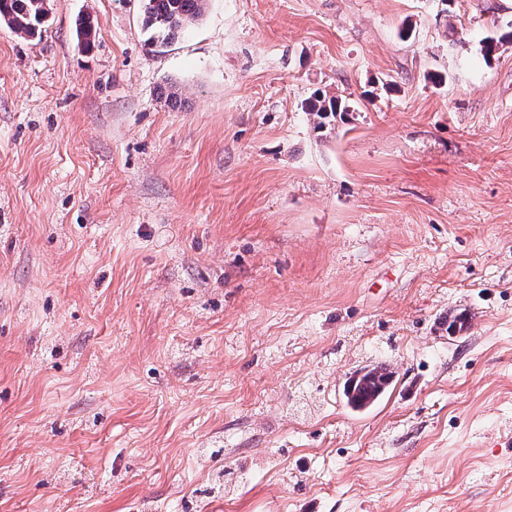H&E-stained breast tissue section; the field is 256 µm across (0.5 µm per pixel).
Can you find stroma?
I'll list each match as a JSON object with an SVG mask.
<instances>
[{
  "label": "stroma",
  "mask_w": 512,
  "mask_h": 512,
  "mask_svg": "<svg viewBox=\"0 0 512 512\" xmlns=\"http://www.w3.org/2000/svg\"><path fill=\"white\" fill-rule=\"evenodd\" d=\"M142 5L0 25V512H512V0ZM206 0H143V25L152 44L177 38L203 15ZM306 111L313 117L315 127L323 129L327 123L336 119L341 112H349L347 102L340 96L330 95L327 91L317 89L306 103ZM361 372V373H360ZM347 383L345 396L353 409H366L376 403L390 388L394 372L384 362L361 368ZM355 374V375H356Z\"/></svg>",
  "instance_id": "1"
}]
</instances>
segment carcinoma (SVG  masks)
<instances>
[{"label": "carcinoma", "mask_w": 512, "mask_h": 512, "mask_svg": "<svg viewBox=\"0 0 512 512\" xmlns=\"http://www.w3.org/2000/svg\"><path fill=\"white\" fill-rule=\"evenodd\" d=\"M43 0H0V21L14 32L34 37L42 33L43 23L38 13ZM205 0H143V25L152 32L151 40L166 44L177 38L203 15ZM306 111L313 117L315 127L322 129L341 112L349 111L341 97L318 89L308 99ZM394 372L382 362L360 369L351 377L345 396L352 408L366 409L376 403L390 388Z\"/></svg>", "instance_id": "carcinoma-1"}]
</instances>
